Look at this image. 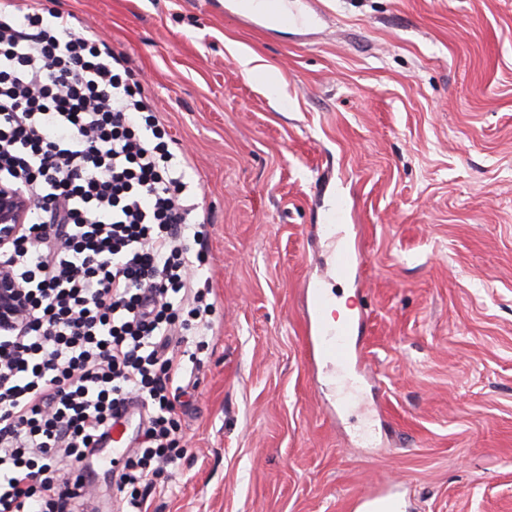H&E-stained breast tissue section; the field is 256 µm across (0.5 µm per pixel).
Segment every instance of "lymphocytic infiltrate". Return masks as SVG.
Here are the masks:
<instances>
[{"label":"lymphocytic infiltrate","mask_w":512,"mask_h":512,"mask_svg":"<svg viewBox=\"0 0 512 512\" xmlns=\"http://www.w3.org/2000/svg\"><path fill=\"white\" fill-rule=\"evenodd\" d=\"M164 136L97 31L0 0V179L34 200L0 249L28 296L23 332H0V512H97L93 483L70 474L131 400L145 420L115 482L126 512H147L180 454L179 347L214 305L195 285L206 225L183 202L188 157Z\"/></svg>","instance_id":"1"}]
</instances>
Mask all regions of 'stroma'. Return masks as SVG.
Here are the masks:
<instances>
[{
    "mask_svg": "<svg viewBox=\"0 0 512 512\" xmlns=\"http://www.w3.org/2000/svg\"><path fill=\"white\" fill-rule=\"evenodd\" d=\"M104 33L191 160L216 312L149 512H512V0H56ZM276 75L271 90L239 55ZM342 209L361 263L327 279ZM365 305L339 402L308 286ZM400 512L398 501L392 494L386 491L364 493L358 499L353 500L349 509L353 512Z\"/></svg>",
    "mask_w": 512,
    "mask_h": 512,
    "instance_id": "1",
    "label": "stroma"
}]
</instances>
